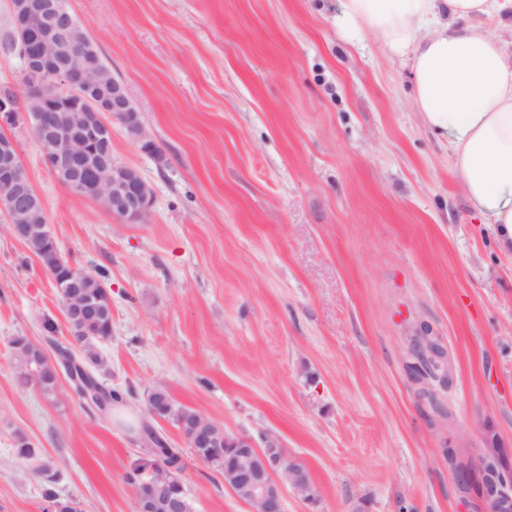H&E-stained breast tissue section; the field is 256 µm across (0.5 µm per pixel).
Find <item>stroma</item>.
<instances>
[{
  "label": "stroma",
  "instance_id": "1",
  "mask_svg": "<svg viewBox=\"0 0 512 512\" xmlns=\"http://www.w3.org/2000/svg\"><path fill=\"white\" fill-rule=\"evenodd\" d=\"M161 156L120 124L112 158L152 189L126 224L49 171L30 126L12 138L62 256L99 273L112 335L96 372L134 392L100 414L66 375L20 378L11 341L70 339L50 276L0 215V512H51L23 475L39 449L60 498L134 512L123 480L145 454L132 423L153 388L227 432L280 437L317 505L286 512H488L452 460L480 469L488 434L512 459V245L484 223L447 140L416 111L406 56L339 0H67ZM0 0V88H21ZM431 325L452 368L424 390L409 336ZM194 512H248L193 455Z\"/></svg>",
  "mask_w": 512,
  "mask_h": 512
}]
</instances>
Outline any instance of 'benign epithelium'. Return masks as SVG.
<instances>
[{
    "label": "benign epithelium",
    "mask_w": 512,
    "mask_h": 512,
    "mask_svg": "<svg viewBox=\"0 0 512 512\" xmlns=\"http://www.w3.org/2000/svg\"><path fill=\"white\" fill-rule=\"evenodd\" d=\"M10 7L16 31L11 49L22 62L25 85L42 95L45 114L31 115L12 89L3 88L0 125L31 123L43 161L57 179L65 180L64 186L74 196L85 197L91 192L103 207L125 222H144L152 191L136 169L101 159L97 161L94 184H87L79 175L81 162L95 155V142L112 135V126L105 116L132 111L126 91L115 87L112 98L100 95L99 89L110 80L111 71L89 62L82 27L60 0L52 4L42 0H10ZM75 82L81 86V92L73 96L67 87ZM138 127L136 140L142 150L160 156L143 122H138ZM0 210L19 239L23 238V231L31 230L27 214L38 212L42 223L48 224L42 200L33 189L15 142L3 135L0 136ZM87 278V273L74 267L67 276L70 292L65 310L70 322L86 316L82 282ZM187 423L192 429L186 436L191 447L211 444L204 423L193 416L187 418ZM216 461L224 463V487L245 502L249 512H284L286 485L303 501L317 503L316 486L303 477L297 461L288 456L280 439L272 434L263 436L261 448L250 436L226 435L222 450L206 458L204 463L210 466ZM510 494L509 486L497 484L483 498L494 512L499 501Z\"/></svg>",
    "instance_id": "7a95c632"
}]
</instances>
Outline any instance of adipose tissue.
I'll list each match as a JSON object with an SVG mask.
<instances>
[{
    "instance_id": "obj_1",
    "label": "adipose tissue",
    "mask_w": 512,
    "mask_h": 512,
    "mask_svg": "<svg viewBox=\"0 0 512 512\" xmlns=\"http://www.w3.org/2000/svg\"><path fill=\"white\" fill-rule=\"evenodd\" d=\"M345 18L408 58L424 123L487 223L512 241V56L484 23L512 21V0H340Z\"/></svg>"
}]
</instances>
